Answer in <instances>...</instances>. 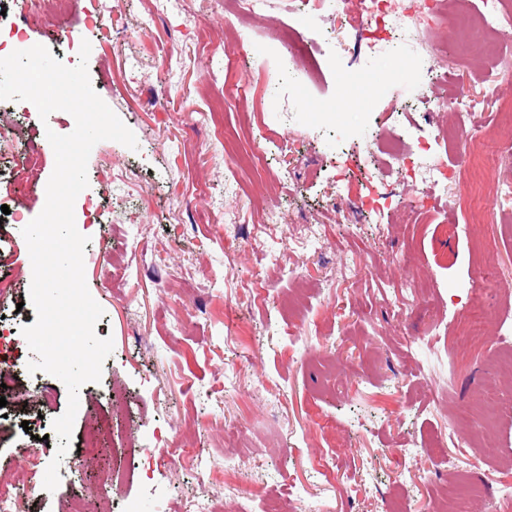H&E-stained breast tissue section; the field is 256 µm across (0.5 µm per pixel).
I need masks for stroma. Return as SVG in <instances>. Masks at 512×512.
Returning <instances> with one entry per match:
<instances>
[{
  "label": "stroma",
  "mask_w": 512,
  "mask_h": 512,
  "mask_svg": "<svg viewBox=\"0 0 512 512\" xmlns=\"http://www.w3.org/2000/svg\"><path fill=\"white\" fill-rule=\"evenodd\" d=\"M158 2L71 0L62 19L52 0H0V25H20L57 60L82 32L94 90L138 142L93 147L85 193L100 201L104 220L81 229L86 283L104 310L99 333L114 341L102 377L117 387L103 399L95 384L81 388L60 483L28 497L26 512H68L87 495L107 512H187L196 497L210 512L267 499L284 512H433L440 500L457 512L447 489L461 472L512 485V370L495 362L500 320L512 319V189L485 182L496 193L488 211L456 201L459 183L474 184L504 133L512 79H495L491 66L512 60V27L463 59L451 17L412 39L389 34L373 54L336 16L315 15L310 24L336 56L322 60L317 88L288 113L283 96L304 75L269 33L302 12V0H262L231 59L227 41L240 23L225 0H183L168 12ZM89 15L103 16V27L83 29ZM437 45L446 65L427 53ZM238 86L255 94L247 107L224 101ZM458 86L464 96H454ZM436 92L447 105L432 113ZM397 101L409 114L392 111ZM461 121L474 136L460 155L431 153L454 175L445 196L380 152L388 139L418 149L435 123ZM41 148L34 177L21 168L23 148L0 158V205L9 208L0 212V277L15 283L0 316L9 320L36 316L28 247L10 214L29 221L45 205L55 155L49 141ZM346 181L384 194L380 213L325 211ZM267 207L279 223H266ZM410 210L418 223L404 220ZM315 222L321 233L312 241L290 233ZM484 266L502 284L498 309L483 336L450 352ZM411 275L424 296L401 314L390 291ZM18 354L17 386L33 399L9 392L0 407V470L12 473L22 472L33 436L56 445L52 422L68 403L59 379L28 371L33 352ZM45 390L52 405L35 401ZM478 391L492 394L488 410H502L496 427L472 411ZM459 408L469 437L449 443L443 464L424 442L447 433ZM103 415L112 419L99 442L112 451L108 464L79 449ZM228 420L250 458L237 470L224 467ZM405 438L420 442L416 456L400 452ZM325 452L336 459L327 479L316 471ZM411 471L426 473L427 485L400 484Z\"/></svg>",
  "instance_id": "1"
}]
</instances>
